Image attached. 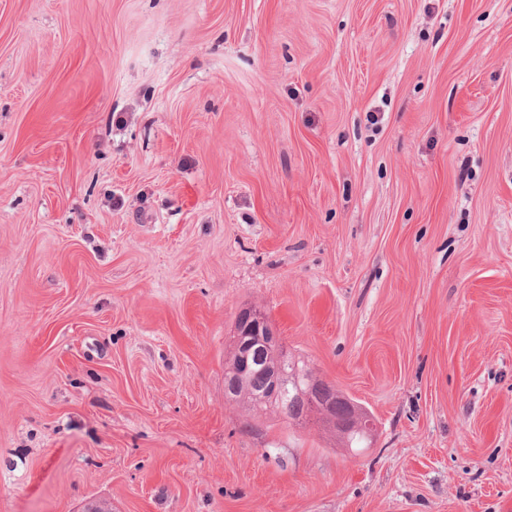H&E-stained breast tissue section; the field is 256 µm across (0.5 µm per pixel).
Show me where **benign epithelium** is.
<instances>
[{
    "mask_svg": "<svg viewBox=\"0 0 512 512\" xmlns=\"http://www.w3.org/2000/svg\"><path fill=\"white\" fill-rule=\"evenodd\" d=\"M233 350L236 365L224 379L225 397H234L239 384L249 379L259 367L266 370L267 390L271 397L274 398L285 392V385L278 368L257 356L259 352L266 357L275 356L284 350L280 338L275 335L265 314L257 311L242 313L236 336L233 337ZM308 382L318 391L323 412L329 417L332 416L336 407V386L314 375L308 378Z\"/></svg>",
    "mask_w": 512,
    "mask_h": 512,
    "instance_id": "1",
    "label": "benign epithelium"
}]
</instances>
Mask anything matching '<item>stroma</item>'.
<instances>
[{"mask_svg": "<svg viewBox=\"0 0 512 512\" xmlns=\"http://www.w3.org/2000/svg\"><path fill=\"white\" fill-rule=\"evenodd\" d=\"M98 501L512 512V0H0V512ZM236 336H233V350L236 359V365L224 379L225 398L235 397L238 386L244 380H250L241 387L236 394L240 401L250 403L255 411L267 410L268 407H274L280 410L288 419L300 417L305 412L313 411L310 395L316 394V388L322 401L323 412L332 417V412L336 407V386L332 383L316 378L312 374L308 382L302 376V365L298 362L283 359L281 368L287 375L288 395L282 400H269L265 398V390L268 375L267 390L271 397H278L285 392V385L278 371L277 366L268 362L269 355H277L284 351V346L280 338L275 335L270 322L265 314L257 311H244L238 321ZM240 322V323H239ZM257 352L264 354V359L256 355ZM262 362V363H261ZM261 364V365H260ZM261 366L266 371L256 369ZM299 369V370H297ZM311 386V387H310Z\"/></svg>", "mask_w": 512, "mask_h": 512, "instance_id": "obj_1", "label": "stroma"}]
</instances>
